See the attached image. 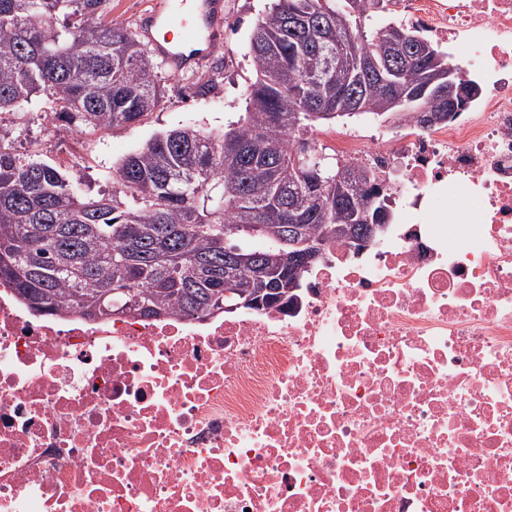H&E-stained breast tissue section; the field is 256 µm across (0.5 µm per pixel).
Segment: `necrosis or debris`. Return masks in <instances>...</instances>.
Listing matches in <instances>:
<instances>
[{
	"mask_svg": "<svg viewBox=\"0 0 512 512\" xmlns=\"http://www.w3.org/2000/svg\"><path fill=\"white\" fill-rule=\"evenodd\" d=\"M390 13L486 92L325 132L403 195L384 242L204 319L37 313L0 281V512H512V0Z\"/></svg>",
	"mask_w": 512,
	"mask_h": 512,
	"instance_id": "necrosis-or-debris-1",
	"label": "necrosis or debris"
}]
</instances>
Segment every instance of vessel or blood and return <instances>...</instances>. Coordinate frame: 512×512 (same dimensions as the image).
Here are the masks:
<instances>
[{
  "label": "vessel or blood",
  "mask_w": 512,
  "mask_h": 512,
  "mask_svg": "<svg viewBox=\"0 0 512 512\" xmlns=\"http://www.w3.org/2000/svg\"><path fill=\"white\" fill-rule=\"evenodd\" d=\"M193 19L190 29L179 39L162 35L161 29L172 19L168 0H156L154 8L141 25L139 35L173 71L181 72L199 64L216 44L221 34L223 0H188Z\"/></svg>",
  "instance_id": "vessel-or-blood-1"
}]
</instances>
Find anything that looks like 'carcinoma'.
I'll return each mask as SVG.
<instances>
[{
  "label": "carcinoma",
  "instance_id": "1",
  "mask_svg": "<svg viewBox=\"0 0 512 512\" xmlns=\"http://www.w3.org/2000/svg\"><path fill=\"white\" fill-rule=\"evenodd\" d=\"M112 0H0V126L51 94L57 118L83 132L132 126L162 99V62L105 18ZM382 0H275L249 42L256 77L245 112L212 134L184 126L127 155L109 193L91 197L56 165L0 143V280L36 312L116 311L205 318L235 300L224 279L260 291L311 240L348 244L393 210L371 169L305 156L312 126L341 118L422 128L467 102L448 51L401 25L367 38ZM381 73L360 68L359 51ZM421 74L415 87L406 62ZM262 245L254 248L249 240ZM255 255L250 267L229 256Z\"/></svg>",
  "mask_w": 512,
  "mask_h": 512
}]
</instances>
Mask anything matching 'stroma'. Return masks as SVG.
I'll use <instances>...</instances> for the list:
<instances>
[{"label": "stroma", "mask_w": 512, "mask_h": 512, "mask_svg": "<svg viewBox=\"0 0 512 512\" xmlns=\"http://www.w3.org/2000/svg\"><path fill=\"white\" fill-rule=\"evenodd\" d=\"M269 0H224L223 35L201 64L174 74L161 69L163 98L159 107L136 125L88 133L83 143L65 135H50L39 115L51 112L56 104L41 95L30 113L19 116L9 126L14 147L36 154L72 175L80 188L94 196L112 189V174L125 156L140 148L154 135L191 125L204 132H219L225 123L245 109V94L255 78L249 41L257 19ZM210 82L207 95H199V83Z\"/></svg>", "instance_id": "obj_1"}]
</instances>
